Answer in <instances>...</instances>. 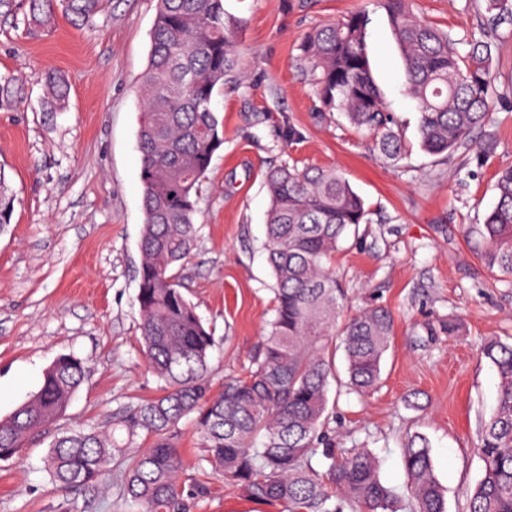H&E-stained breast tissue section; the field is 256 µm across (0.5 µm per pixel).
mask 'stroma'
<instances>
[{
  "mask_svg": "<svg viewBox=\"0 0 512 512\" xmlns=\"http://www.w3.org/2000/svg\"><path fill=\"white\" fill-rule=\"evenodd\" d=\"M423 18L450 32L459 53L483 28L477 0H415ZM242 23V76L225 83L212 107L224 142L202 183L198 235L181 279L211 328L214 389L243 372L273 318L274 279L264 249L266 170L280 163L341 170L364 199L369 221L349 237L332 267L355 314L385 306L395 315L382 383L341 393L330 419L340 448L371 449L382 480L405 490L401 450L426 437L447 512H467L464 495L480 475L474 451L498 378L481 343H512V277L479 258V228L495 202L500 168L512 165V25L492 37L491 121L496 149L431 155L419 146L418 113L402 89L403 65L388 15L377 0H224ZM363 9L369 15L373 73L407 146L398 164L383 159L341 113L322 114L300 51L313 28ZM26 0L0 16V74L21 75L25 101L0 111V172L14 196L0 232V417L36 392L61 354L84 360L85 380L64 416L23 452L0 461V512H120L114 476L89 489H56L44 457L59 432L102 425L121 402L157 393L142 354L135 271L143 223L137 131L139 79L150 51L156 0H105L93 21L58 16L48 32L30 30ZM68 86L56 112L41 105L44 73ZM301 135L285 144L288 128ZM462 329L449 334V319ZM186 477L208 488L193 512H288L199 469L191 422L179 444Z\"/></svg>",
  "mask_w": 512,
  "mask_h": 512,
  "instance_id": "stroma-1",
  "label": "stroma"
}]
</instances>
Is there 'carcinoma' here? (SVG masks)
Segmentation results:
<instances>
[{"label":"carcinoma","mask_w":512,"mask_h":512,"mask_svg":"<svg viewBox=\"0 0 512 512\" xmlns=\"http://www.w3.org/2000/svg\"><path fill=\"white\" fill-rule=\"evenodd\" d=\"M104 0H28L30 25L49 28L56 11L87 24ZM404 62V90L419 113L420 147L429 154L461 149L484 160L495 137L473 140L490 115L493 81L489 36L512 22V0H484L488 30L463 56L450 34L422 19L413 0H381ZM368 18L362 10L308 32L302 53L323 112H340L397 162L406 146L399 121L372 72ZM238 22L224 0H157L147 66L140 77L138 128L143 224L136 301L143 352L160 394L118 405L112 422L56 436L45 457L60 489L95 487L115 466L132 512H191L205 493L181 481L179 424L195 415L201 460L248 496L288 503L289 512H447L429 444L420 435L403 448L408 476L401 495L381 480L366 448L336 451L329 438V386L337 380L333 337L341 339L347 387L364 394L381 381V361L395 320L374 307L338 320L346 302L331 270L341 243L369 223L363 199L334 168L286 163L265 173L268 262L275 280L270 330L238 377L213 392L212 330L185 296L180 271L196 241L199 190L223 131L212 110L216 90L236 77ZM60 75L46 73L44 107L64 104ZM23 81L0 76V110L19 106ZM497 202L480 229L481 260L512 275V167L499 170ZM13 200L0 174V230ZM499 377L496 406L478 429L481 473L465 491L467 512H512V343L489 339L480 348ZM85 375L82 359L61 354L41 385L0 418V461L18 456L66 411Z\"/></svg>","instance_id":"cac0c4a2"}]
</instances>
